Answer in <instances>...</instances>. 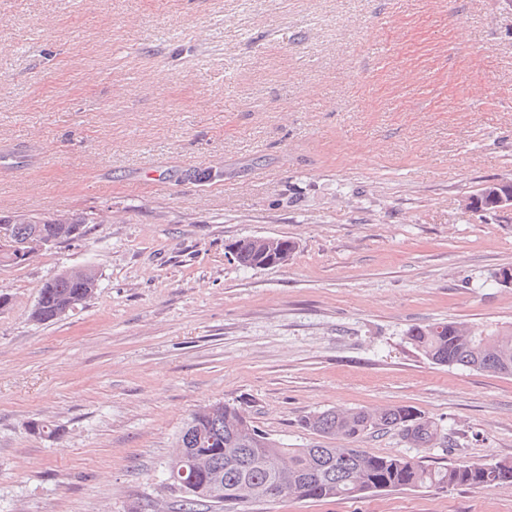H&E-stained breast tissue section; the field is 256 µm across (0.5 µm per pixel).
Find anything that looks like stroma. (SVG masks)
<instances>
[{"mask_svg":"<svg viewBox=\"0 0 512 512\" xmlns=\"http://www.w3.org/2000/svg\"><path fill=\"white\" fill-rule=\"evenodd\" d=\"M493 179H512V0H0V214L102 218L0 266V512L173 503L177 434L215 401L288 448L341 447L314 413L409 406L441 441L360 448L512 459V376L407 337L512 324V215L459 206ZM252 236L295 253L242 267ZM86 264L95 297L32 322L42 283ZM230 512H512V483Z\"/></svg>","mask_w":512,"mask_h":512,"instance_id":"stroma-1","label":"stroma"}]
</instances>
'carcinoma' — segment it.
Listing matches in <instances>:
<instances>
[{
    "label": "carcinoma",
    "mask_w": 512,
    "mask_h": 512,
    "mask_svg": "<svg viewBox=\"0 0 512 512\" xmlns=\"http://www.w3.org/2000/svg\"><path fill=\"white\" fill-rule=\"evenodd\" d=\"M508 191L512 192V180L487 182L471 195L473 212L497 214V196ZM78 221L81 228L72 237L48 216L36 217L34 224H15L13 231L22 235L36 231L43 238H62L67 244L85 236L90 225L96 223V217L91 212L78 217ZM236 247L239 265L253 268L265 262L244 241H238ZM94 294V287L85 280L68 278L60 272L42 284L31 318L42 324L56 321L63 312L75 310ZM407 336L409 343L435 364L512 376L511 326L496 325L479 333L464 322L440 321L415 326ZM304 428L354 442L378 431L397 428L416 448H430L441 439L435 422L407 406L381 411L330 409L306 418ZM177 447L187 449L183 463L187 472L193 471V457L198 455L209 459L211 471L223 475V505L248 501L244 492L248 484L275 487L280 465L300 475L301 482L292 492L312 500L359 499L384 491L426 486L489 490L512 483V460L507 459L492 465L459 461L429 468L414 457L373 455L360 448H284L255 427L238 407L223 402L195 411L180 429ZM226 448L243 449L242 461L227 462ZM171 486L182 492L176 512H200V507L216 503L206 474L195 475L189 488L174 481Z\"/></svg>",
    "instance_id": "cac0c4a2"
}]
</instances>
